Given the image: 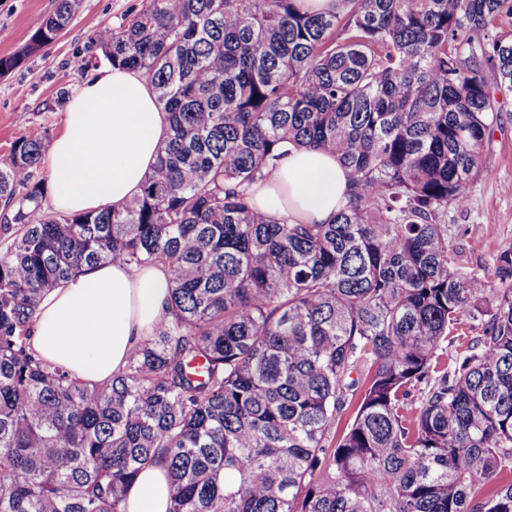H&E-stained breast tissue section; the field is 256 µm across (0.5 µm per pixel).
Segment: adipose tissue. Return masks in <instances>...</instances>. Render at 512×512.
I'll list each match as a JSON object with an SVG mask.
<instances>
[{
  "label": "adipose tissue",
  "mask_w": 512,
  "mask_h": 512,
  "mask_svg": "<svg viewBox=\"0 0 512 512\" xmlns=\"http://www.w3.org/2000/svg\"><path fill=\"white\" fill-rule=\"evenodd\" d=\"M169 132L167 113L140 72L106 67L71 98L45 162L54 208L73 215L119 209L137 197ZM348 175L331 153L289 148L251 198L261 212L292 224H326L346 206ZM164 265L105 263L61 282L40 301L32 346L79 380L108 381L150 336L166 308ZM167 470L152 465L129 487L125 512H167Z\"/></svg>",
  "instance_id": "adipose-tissue-1"
}]
</instances>
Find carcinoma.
<instances>
[{
  "instance_id": "1",
  "label": "carcinoma",
  "mask_w": 512,
  "mask_h": 512,
  "mask_svg": "<svg viewBox=\"0 0 512 512\" xmlns=\"http://www.w3.org/2000/svg\"><path fill=\"white\" fill-rule=\"evenodd\" d=\"M338 2L144 0L94 32L169 116L121 211H47L39 139L0 165V512H124L157 463L168 512H512V248L492 283L444 224L488 174L512 0ZM80 7L56 0L0 73ZM290 145L348 169L331 223L252 206ZM113 262L164 265L170 299L89 385L35 355V314Z\"/></svg>"
}]
</instances>
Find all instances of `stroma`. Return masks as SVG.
<instances>
[{
    "mask_svg": "<svg viewBox=\"0 0 512 512\" xmlns=\"http://www.w3.org/2000/svg\"><path fill=\"white\" fill-rule=\"evenodd\" d=\"M143 0H83L80 13L60 37L0 76V163L17 141L60 132L64 105L59 90L75 92L108 62L93 45L94 31L116 28L138 12ZM56 0H0V58L29 39L33 22L54 11ZM499 111L482 151L486 178L472 187L467 206L449 209L448 239L459 244L462 266L492 270L496 256L512 247V92L493 90Z\"/></svg>",
    "mask_w": 512,
    "mask_h": 512,
    "instance_id": "1",
    "label": "stroma"
}]
</instances>
